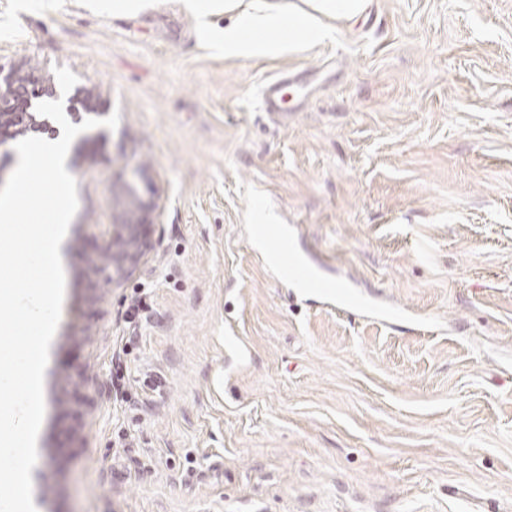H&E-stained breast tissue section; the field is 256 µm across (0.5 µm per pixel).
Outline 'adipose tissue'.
Listing matches in <instances>:
<instances>
[{
    "instance_id": "1",
    "label": "adipose tissue",
    "mask_w": 512,
    "mask_h": 512,
    "mask_svg": "<svg viewBox=\"0 0 512 512\" xmlns=\"http://www.w3.org/2000/svg\"><path fill=\"white\" fill-rule=\"evenodd\" d=\"M259 30L266 31V39H254V32ZM297 34L311 39H323L328 32L318 24L315 17L305 12L284 15L244 11L222 32H210L209 38L215 46L223 48L225 54L258 57L272 50H287Z\"/></svg>"
}]
</instances>
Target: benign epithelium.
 <instances>
[{
  "label": "benign epithelium",
  "instance_id": "benign-epithelium-1",
  "mask_svg": "<svg viewBox=\"0 0 512 512\" xmlns=\"http://www.w3.org/2000/svg\"><path fill=\"white\" fill-rule=\"evenodd\" d=\"M36 92L30 83L7 76L0 81V154L7 153V146L17 137L28 132L40 131L50 125L49 118L37 112L20 111ZM116 217L112 224V238L102 261L117 272L131 273L147 260L150 243L143 229L148 225L156 204L129 193L115 194Z\"/></svg>",
  "mask_w": 512,
  "mask_h": 512
}]
</instances>
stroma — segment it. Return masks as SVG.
I'll return each instance as SVG.
<instances>
[{
  "instance_id": "1",
  "label": "stroma",
  "mask_w": 512,
  "mask_h": 512,
  "mask_svg": "<svg viewBox=\"0 0 512 512\" xmlns=\"http://www.w3.org/2000/svg\"><path fill=\"white\" fill-rule=\"evenodd\" d=\"M46 2L0 0V70L68 67L64 107L120 121L69 148L36 512H512V0H362L255 58L184 0ZM284 73L307 94L272 116ZM117 190L159 204L123 276L90 260ZM296 83L289 82L284 74L264 84L262 89V103L268 112H281L288 108V89ZM298 87V85L296 84ZM277 264L288 274L289 282L297 288H305L308 292L321 295L336 301L342 309L358 310L351 304L350 289L341 281L315 276L303 262L299 260L288 243H282L276 248Z\"/></svg>"
}]
</instances>
